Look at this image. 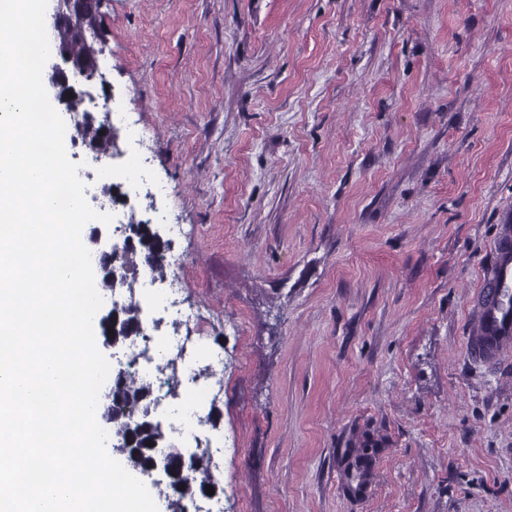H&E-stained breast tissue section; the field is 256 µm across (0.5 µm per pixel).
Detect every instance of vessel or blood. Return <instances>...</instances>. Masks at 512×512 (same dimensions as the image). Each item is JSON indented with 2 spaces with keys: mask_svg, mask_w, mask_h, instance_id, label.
<instances>
[{
  "mask_svg": "<svg viewBox=\"0 0 512 512\" xmlns=\"http://www.w3.org/2000/svg\"><path fill=\"white\" fill-rule=\"evenodd\" d=\"M512 297V235L497 241L475 304L481 313L482 328L467 343L468 352L476 359L493 362L512 343V309L503 302Z\"/></svg>",
  "mask_w": 512,
  "mask_h": 512,
  "instance_id": "obj_1",
  "label": "vessel or blood"
}]
</instances>
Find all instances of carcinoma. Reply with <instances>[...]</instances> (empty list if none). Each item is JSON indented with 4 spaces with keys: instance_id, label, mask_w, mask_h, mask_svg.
Here are the masks:
<instances>
[{
    "instance_id": "obj_1",
    "label": "carcinoma",
    "mask_w": 512,
    "mask_h": 512,
    "mask_svg": "<svg viewBox=\"0 0 512 512\" xmlns=\"http://www.w3.org/2000/svg\"><path fill=\"white\" fill-rule=\"evenodd\" d=\"M98 0H86V10L83 20L60 32V44L66 46L76 55H85L93 49V43L85 38L84 29L97 23ZM101 126L89 120L85 123L82 136L91 144L104 152L111 140L102 136ZM133 239L122 251V264L131 263L130 256L136 251L144 253V262L149 268H154L155 262L162 254L158 249L155 234L148 224L132 225ZM142 326L141 310L130 303L120 310L115 321L101 322L102 334L112 341H123L128 335L137 332ZM111 427L115 440L122 443L119 453L126 464L134 470L147 473L154 465V447L163 439L162 422L150 417L151 409L158 406L153 386L140 383L129 372H121L116 377L111 390ZM376 449L358 448L355 450L354 462L349 466V477L361 487L370 476L371 464ZM191 459V473L177 471L168 478L167 487L171 493L164 494L167 500L166 508L170 512H185L183 500L194 496L209 486L217 485L211 472V460L208 450L200 448L172 449L167 454V460L179 463L184 458Z\"/></svg>"
}]
</instances>
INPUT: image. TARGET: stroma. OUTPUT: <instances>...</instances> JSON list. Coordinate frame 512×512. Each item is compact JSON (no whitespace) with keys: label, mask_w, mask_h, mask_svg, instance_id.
<instances>
[{"label":"stroma","mask_w":512,"mask_h":512,"mask_svg":"<svg viewBox=\"0 0 512 512\" xmlns=\"http://www.w3.org/2000/svg\"><path fill=\"white\" fill-rule=\"evenodd\" d=\"M68 155L97 212L176 260L161 333L224 358L211 496L188 512H512V348L466 353L512 225V0H99ZM122 109L147 196L97 179L83 112ZM373 477L346 490L349 451Z\"/></svg>","instance_id":"1"}]
</instances>
